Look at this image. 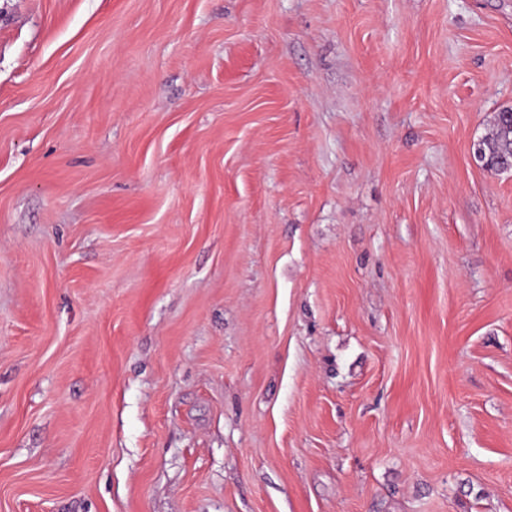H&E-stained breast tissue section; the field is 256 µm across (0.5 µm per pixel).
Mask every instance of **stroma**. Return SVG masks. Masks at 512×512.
<instances>
[{
  "label": "stroma",
  "mask_w": 512,
  "mask_h": 512,
  "mask_svg": "<svg viewBox=\"0 0 512 512\" xmlns=\"http://www.w3.org/2000/svg\"><path fill=\"white\" fill-rule=\"evenodd\" d=\"M512 0H0V512H512ZM488 164L496 163L500 154L512 148V123L505 116H495L492 131L483 139Z\"/></svg>",
  "instance_id": "obj_1"
}]
</instances>
